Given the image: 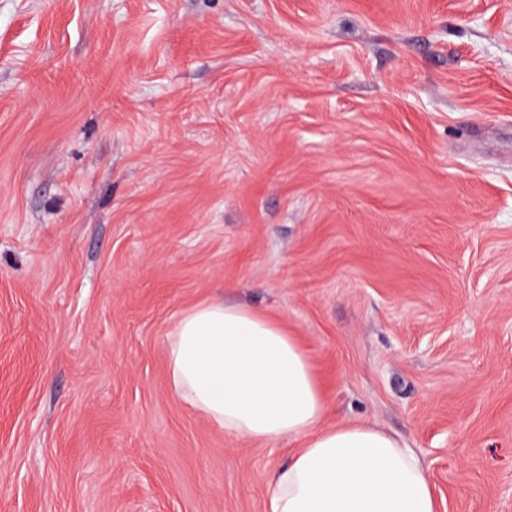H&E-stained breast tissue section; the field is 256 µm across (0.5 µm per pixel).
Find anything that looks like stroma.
Here are the masks:
<instances>
[{"label": "stroma", "mask_w": 512, "mask_h": 512, "mask_svg": "<svg viewBox=\"0 0 512 512\" xmlns=\"http://www.w3.org/2000/svg\"><path fill=\"white\" fill-rule=\"evenodd\" d=\"M223 299L512 512V0H0V512H265L169 387Z\"/></svg>", "instance_id": "35a3bbf8"}]
</instances>
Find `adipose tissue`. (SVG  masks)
Listing matches in <instances>:
<instances>
[{
  "instance_id": "adipose-tissue-1",
  "label": "adipose tissue",
  "mask_w": 512,
  "mask_h": 512,
  "mask_svg": "<svg viewBox=\"0 0 512 512\" xmlns=\"http://www.w3.org/2000/svg\"><path fill=\"white\" fill-rule=\"evenodd\" d=\"M172 391L225 432L299 447L270 480L266 512H439L413 448L367 423H324L310 360L277 322L232 302H204L169 343Z\"/></svg>"
}]
</instances>
